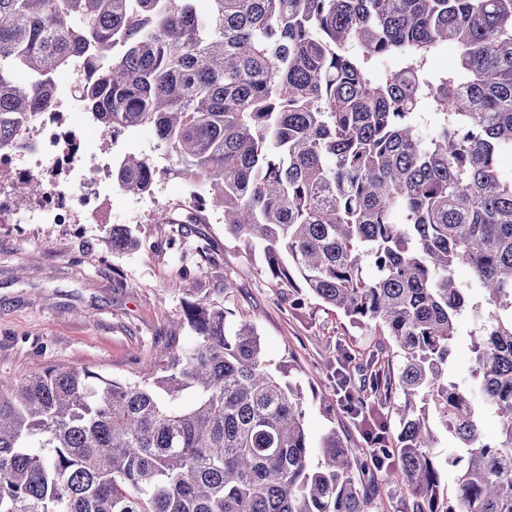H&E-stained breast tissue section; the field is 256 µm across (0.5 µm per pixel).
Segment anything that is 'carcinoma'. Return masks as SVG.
<instances>
[{
  "instance_id": "cac0c4a2",
  "label": "carcinoma",
  "mask_w": 512,
  "mask_h": 512,
  "mask_svg": "<svg viewBox=\"0 0 512 512\" xmlns=\"http://www.w3.org/2000/svg\"><path fill=\"white\" fill-rule=\"evenodd\" d=\"M198 2L0 0V151L23 148L31 116L64 117L56 76L81 65L84 112L115 140L152 128L168 161L115 158V188L204 182L198 208L261 245L272 278L297 275L390 336L397 363L342 345L326 363L367 457L335 429L312 446L299 385L271 369L255 327L230 330L199 299L184 307L194 341L138 381L61 366L0 378V512H370L383 484L405 490L400 512H512V0ZM448 44L455 58L431 69ZM41 188L13 183L22 198ZM111 246L143 240L114 224ZM466 316L479 328L461 384L448 357ZM438 446L439 448H435V453L438 456V461L442 472L441 491L442 494L445 495L446 491H448V494L452 492L454 487V477L456 473L453 468L447 464L448 448H453V441L451 436L442 431L439 437Z\"/></svg>"
}]
</instances>
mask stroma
Wrapping results in <instances>:
<instances>
[{
  "mask_svg": "<svg viewBox=\"0 0 512 512\" xmlns=\"http://www.w3.org/2000/svg\"><path fill=\"white\" fill-rule=\"evenodd\" d=\"M67 122L97 151L137 152L166 164L149 128L131 130L110 146L100 129L84 126L81 109L68 112ZM185 189L181 179L164 176L149 195L113 192L108 224L137 225L145 242L133 253L105 245L108 225L30 224L20 234L15 225L0 224V377L15 378L42 363L138 380L159 348L191 341L182 307L204 299L224 307L231 322L254 324L266 360L302 389L312 442L334 428L361 455L364 440L325 363L340 344L359 354L392 351L390 337L376 325L351 324L311 296L301 279L287 285L270 278L262 251L248 249L223 225L159 223L161 213L176 211ZM176 232L190 244L207 240L213 256L180 291L168 287L180 266L178 248L168 244Z\"/></svg>",
  "mask_w": 512,
  "mask_h": 512,
  "instance_id": "35a3bbf8",
  "label": "stroma"
}]
</instances>
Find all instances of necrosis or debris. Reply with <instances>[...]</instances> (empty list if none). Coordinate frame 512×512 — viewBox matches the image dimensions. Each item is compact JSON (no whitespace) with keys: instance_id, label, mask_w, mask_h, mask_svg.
<instances>
[{"instance_id":"1","label":"necrosis or debris","mask_w":512,"mask_h":512,"mask_svg":"<svg viewBox=\"0 0 512 512\" xmlns=\"http://www.w3.org/2000/svg\"><path fill=\"white\" fill-rule=\"evenodd\" d=\"M27 149L0 156V174L14 177L42 176L52 163L65 164L66 181H44L41 193L18 206L12 192L0 183L2 224H100L112 202V156L87 148L80 137L66 139L50 119L33 117L18 132Z\"/></svg>"}]
</instances>
